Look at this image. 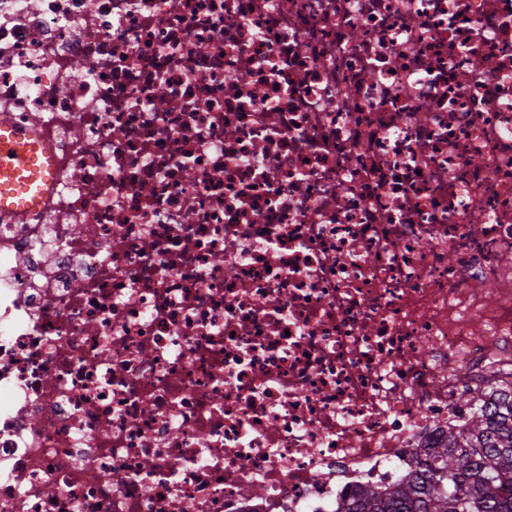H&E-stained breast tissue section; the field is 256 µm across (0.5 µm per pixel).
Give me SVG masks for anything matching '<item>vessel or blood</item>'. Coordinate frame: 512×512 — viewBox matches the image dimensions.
<instances>
[{"mask_svg": "<svg viewBox=\"0 0 512 512\" xmlns=\"http://www.w3.org/2000/svg\"><path fill=\"white\" fill-rule=\"evenodd\" d=\"M54 185V154L34 128L0 118V213L37 210Z\"/></svg>", "mask_w": 512, "mask_h": 512, "instance_id": "vessel-or-blood-1", "label": "vessel or blood"}]
</instances>
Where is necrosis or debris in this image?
I'll return each instance as SVG.
<instances>
[{
	"label": "necrosis or debris",
	"instance_id": "1",
	"mask_svg": "<svg viewBox=\"0 0 512 512\" xmlns=\"http://www.w3.org/2000/svg\"><path fill=\"white\" fill-rule=\"evenodd\" d=\"M0 512H336L512 378V0H0ZM54 185L52 147L36 128L0 118V213L37 210Z\"/></svg>",
	"mask_w": 512,
	"mask_h": 512
}]
</instances>
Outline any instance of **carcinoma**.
Returning <instances> with one entry per match:
<instances>
[{
    "mask_svg": "<svg viewBox=\"0 0 512 512\" xmlns=\"http://www.w3.org/2000/svg\"><path fill=\"white\" fill-rule=\"evenodd\" d=\"M472 399L479 405L439 430L409 480L385 494L364 486L340 512H512V383Z\"/></svg>",
    "mask_w": 512,
    "mask_h": 512,
    "instance_id": "obj_1",
    "label": "carcinoma"
}]
</instances>
